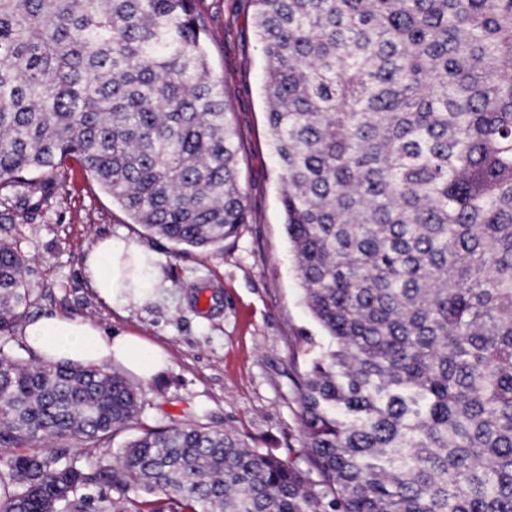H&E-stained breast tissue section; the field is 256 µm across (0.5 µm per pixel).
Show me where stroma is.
Returning <instances> with one entry per match:
<instances>
[{"label": "stroma", "mask_w": 512, "mask_h": 512, "mask_svg": "<svg viewBox=\"0 0 512 512\" xmlns=\"http://www.w3.org/2000/svg\"><path fill=\"white\" fill-rule=\"evenodd\" d=\"M195 8L210 66L231 94L249 222L218 250L175 245L133 224L71 160L52 179L37 178L30 197L0 190V240L12 242L24 258L31 292L25 321L48 312L87 317L139 333L166 351L169 365L140 387L143 426L192 420L233 432L305 471L317 491L320 477L305 448L296 378L324 332L303 303L297 257L285 233L253 8L248 0H195ZM117 232L159 256L162 296L117 310L82 279L85 251ZM200 289L212 295L210 308L197 303Z\"/></svg>", "instance_id": "stroma-1"}]
</instances>
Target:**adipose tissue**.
<instances>
[{"mask_svg":"<svg viewBox=\"0 0 512 512\" xmlns=\"http://www.w3.org/2000/svg\"><path fill=\"white\" fill-rule=\"evenodd\" d=\"M82 272L97 296L112 307L143 303L165 286L156 254L122 234L98 238L83 258ZM24 334L40 360L104 368L120 365L145 383L168 361L161 347L88 318L47 313L29 321Z\"/></svg>","mask_w":512,"mask_h":512,"instance_id":"adipose-tissue-1","label":"adipose tissue"}]
</instances>
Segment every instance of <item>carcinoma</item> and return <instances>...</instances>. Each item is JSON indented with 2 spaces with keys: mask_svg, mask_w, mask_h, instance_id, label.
<instances>
[{
  "mask_svg": "<svg viewBox=\"0 0 512 512\" xmlns=\"http://www.w3.org/2000/svg\"><path fill=\"white\" fill-rule=\"evenodd\" d=\"M194 0H0V187L73 159L177 245L248 210ZM281 204L326 344L299 376L323 491L201 423L143 428L91 474L69 448L143 411L118 370L0 355V512L79 491L178 512H512V0H249ZM0 245V332L28 306ZM64 442L35 447L43 436Z\"/></svg>",
  "mask_w": 512,
  "mask_h": 512,
  "instance_id": "carcinoma-1",
  "label": "carcinoma"
}]
</instances>
